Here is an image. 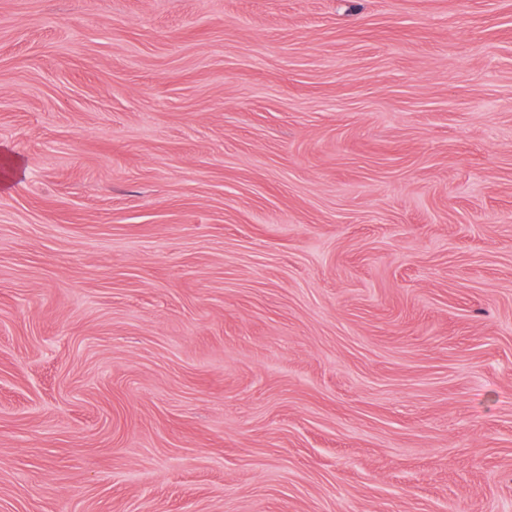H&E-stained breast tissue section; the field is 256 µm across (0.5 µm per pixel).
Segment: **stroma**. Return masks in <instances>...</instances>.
Listing matches in <instances>:
<instances>
[{
    "label": "stroma",
    "mask_w": 512,
    "mask_h": 512,
    "mask_svg": "<svg viewBox=\"0 0 512 512\" xmlns=\"http://www.w3.org/2000/svg\"><path fill=\"white\" fill-rule=\"evenodd\" d=\"M0 512H512V0H0Z\"/></svg>",
    "instance_id": "1"
}]
</instances>
